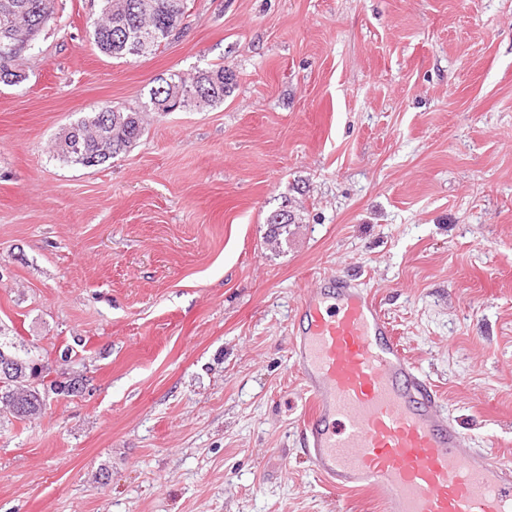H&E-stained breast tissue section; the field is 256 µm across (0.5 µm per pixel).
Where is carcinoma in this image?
<instances>
[{"instance_id":"obj_1","label":"carcinoma","mask_w":512,"mask_h":512,"mask_svg":"<svg viewBox=\"0 0 512 512\" xmlns=\"http://www.w3.org/2000/svg\"><path fill=\"white\" fill-rule=\"evenodd\" d=\"M100 11L93 19L91 39L97 49L113 58H138L134 40L148 35L144 53L150 54L173 32L182 28L186 0H100ZM53 19L52 0H0V47L22 31L33 41ZM15 56H0V82L16 85L24 76L12 69ZM233 83V74L224 67L198 72L191 80L170 73L156 79L150 88L149 101L141 110L106 105L69 125L55 139L57 158L74 165L94 167L126 151L145 131V114L166 112V102L177 90L187 98L185 108H204L224 100V93ZM0 348L20 353L26 372L15 376L0 375V410L8 411L23 421L39 415L47 394L73 395L83 381L72 378L45 384V378H31L32 365L39 355L14 338L0 332Z\"/></svg>"}]
</instances>
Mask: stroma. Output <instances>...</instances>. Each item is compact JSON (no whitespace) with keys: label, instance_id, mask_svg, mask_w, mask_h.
Wrapping results in <instances>:
<instances>
[{"label":"stroma","instance_id":"35a3bbf8","mask_svg":"<svg viewBox=\"0 0 512 512\" xmlns=\"http://www.w3.org/2000/svg\"><path fill=\"white\" fill-rule=\"evenodd\" d=\"M98 9L54 0L0 83V328L85 380L0 413V512H381L302 451L291 328L339 273L468 447L512 460V0H187L136 60L92 44ZM217 64L223 102L96 167L53 156Z\"/></svg>","mask_w":512,"mask_h":512}]
</instances>
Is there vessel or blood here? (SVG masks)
<instances>
[{
    "label": "vessel or blood",
    "mask_w": 512,
    "mask_h": 512,
    "mask_svg": "<svg viewBox=\"0 0 512 512\" xmlns=\"http://www.w3.org/2000/svg\"><path fill=\"white\" fill-rule=\"evenodd\" d=\"M291 341L318 475L378 494L382 512H512V462L465 449L368 291L339 275L307 292Z\"/></svg>",
    "instance_id": "vessel-or-blood-1"
}]
</instances>
